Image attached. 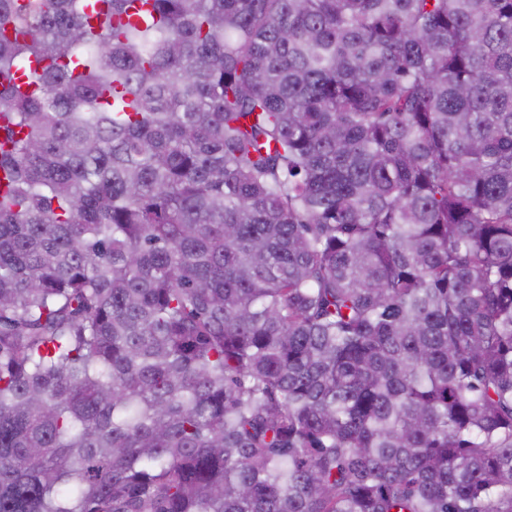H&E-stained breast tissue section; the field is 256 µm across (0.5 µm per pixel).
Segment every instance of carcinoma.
<instances>
[{
  "label": "carcinoma",
  "instance_id": "obj_1",
  "mask_svg": "<svg viewBox=\"0 0 512 512\" xmlns=\"http://www.w3.org/2000/svg\"><path fill=\"white\" fill-rule=\"evenodd\" d=\"M0 512H512V0H0Z\"/></svg>",
  "mask_w": 512,
  "mask_h": 512
}]
</instances>
